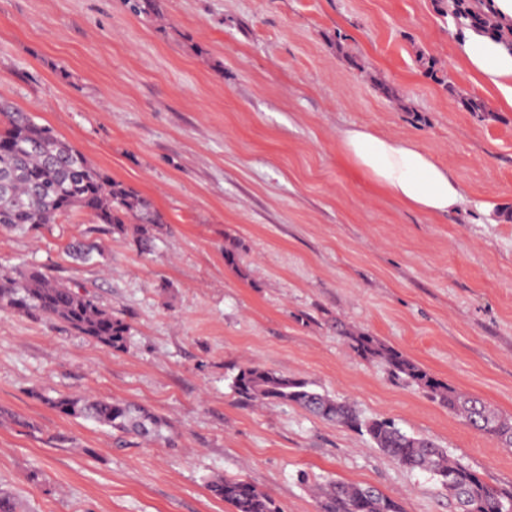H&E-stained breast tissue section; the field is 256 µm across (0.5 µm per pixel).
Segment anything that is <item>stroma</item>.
<instances>
[{
  "label": "stroma",
  "instance_id": "obj_1",
  "mask_svg": "<svg viewBox=\"0 0 512 512\" xmlns=\"http://www.w3.org/2000/svg\"><path fill=\"white\" fill-rule=\"evenodd\" d=\"M450 2L0 0V101L162 217L149 255L86 212L0 231V271L81 284L128 328L113 350L0 313V485L21 512H233L208 488L224 476L281 512H319L328 478L405 512H460L367 435L241 400L231 379L249 363L512 489V448L345 337L375 336L512 418V109L460 69ZM351 124L450 166L464 205L431 218L375 190L337 149ZM75 240L99 261L72 262ZM46 393L136 403L167 421L168 440L66 416Z\"/></svg>",
  "mask_w": 512,
  "mask_h": 512
}]
</instances>
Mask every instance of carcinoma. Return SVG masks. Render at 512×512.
Here are the masks:
<instances>
[{"label":"carcinoma","instance_id":"cac0c4a2","mask_svg":"<svg viewBox=\"0 0 512 512\" xmlns=\"http://www.w3.org/2000/svg\"><path fill=\"white\" fill-rule=\"evenodd\" d=\"M453 13L463 27H481L503 38L512 37V32L487 24L470 0H454ZM76 210L90 213L114 233L132 235L140 253L153 252L154 228L161 224V216L148 200L110 178L73 144L38 125L29 113L0 103V228L25 231L54 224ZM67 254L90 263L100 251L76 242L67 247ZM0 312L57 322L112 349L123 348L126 340V324L92 295L77 285L49 278L37 266L0 274ZM345 336L362 356L383 360L394 375L424 389L467 425L512 447V419L499 416L481 398L458 392L374 336L351 332ZM232 389L246 401L289 402L365 433L400 466L432 474L449 495L457 496L448 487L450 481L465 488L480 512H512V490L486 484L468 467L450 459L434 441L409 435L390 419L361 418L349 403L311 388L303 379L249 364L238 369ZM43 400L67 416L92 420L122 434L164 438L165 421L132 402L49 396ZM209 488L234 512H279L271 497L243 479L218 478ZM319 508L320 512H404L398 501L375 489L335 480L321 486Z\"/></svg>","mask_w":512,"mask_h":512}]
</instances>
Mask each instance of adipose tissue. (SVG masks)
I'll use <instances>...</instances> for the list:
<instances>
[{
	"instance_id": "adipose-tissue-1",
	"label": "adipose tissue",
	"mask_w": 512,
	"mask_h": 512,
	"mask_svg": "<svg viewBox=\"0 0 512 512\" xmlns=\"http://www.w3.org/2000/svg\"><path fill=\"white\" fill-rule=\"evenodd\" d=\"M453 52L472 81L497 89L512 108L511 44L466 27L455 35ZM338 148L351 167L409 210L440 218L457 212L463 202V188L450 167L413 141L352 124L341 130Z\"/></svg>"
}]
</instances>
